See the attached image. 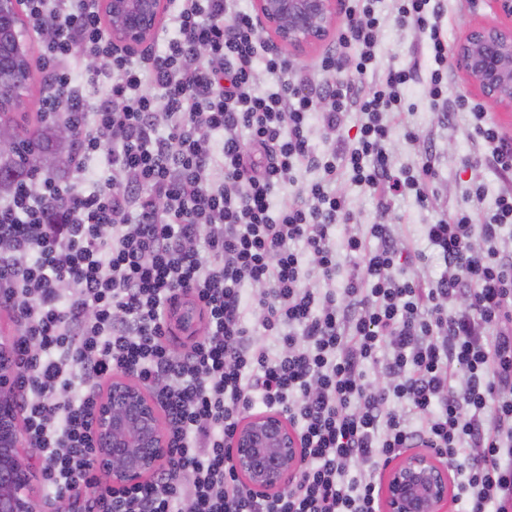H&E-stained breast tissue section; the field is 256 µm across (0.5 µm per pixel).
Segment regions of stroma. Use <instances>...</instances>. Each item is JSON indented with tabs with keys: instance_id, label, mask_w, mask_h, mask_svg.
Listing matches in <instances>:
<instances>
[{
	"instance_id": "stroma-1",
	"label": "stroma",
	"mask_w": 512,
	"mask_h": 512,
	"mask_svg": "<svg viewBox=\"0 0 512 512\" xmlns=\"http://www.w3.org/2000/svg\"><path fill=\"white\" fill-rule=\"evenodd\" d=\"M448 40L457 44L470 27L481 24H512L499 0H479L471 6L468 0H449L447 5ZM40 48H33L31 57L32 79L29 83L28 106L13 113L12 123L19 131L29 132L36 126L38 104L48 90V83L40 67ZM419 64L416 79L406 90V107L395 120V132L390 143L395 169L418 166L424 153H431L436 176L427 204H418L411 197H396L388 209H381L379 199L363 187L354 184L347 174H338L336 190L345 195L353 213L352 223L358 232H366L369 224L378 218L394 224L396 234L412 248L424 251L425 256L416 264L417 272L425 277L437 278L444 271L441 260L428 251L425 229L444 214H452L463 203L468 182L460 177V159L463 155L480 151L479 143L466 137L469 127L467 115H458L454 122H446L442 108L433 107L424 91V80L432 62L426 51L425 37L411 29L386 21L376 49L375 75H382L391 67H402L410 61ZM417 133L418 141L407 138Z\"/></svg>"
}]
</instances>
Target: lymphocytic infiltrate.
Listing matches in <instances>:
<instances>
[{
	"label": "lymphocytic infiltrate",
	"mask_w": 512,
	"mask_h": 512,
	"mask_svg": "<svg viewBox=\"0 0 512 512\" xmlns=\"http://www.w3.org/2000/svg\"><path fill=\"white\" fill-rule=\"evenodd\" d=\"M379 3L346 0L318 70L260 93L257 66L277 77L292 66L237 0H173V33L145 58L113 50L100 0H27L33 31L52 29L41 112L70 130L69 177L0 199V309L19 327L17 404L48 496L82 492L83 512H380L378 465L425 445L454 469L460 512H512V138L483 103L449 96L439 0H393L394 20L428 38L431 103L470 114L488 151L464 168L490 166L505 185L483 222L465 208L427 225L447 268L435 281L411 273L386 224L335 238L352 218L338 169L421 204L433 178L427 164L393 174L388 148L415 66L364 82ZM91 55L105 66L80 68ZM350 67L354 79L337 83ZM351 113L350 142L316 154L310 118L333 132ZM96 156L126 180L85 187ZM303 164L321 177L272 210ZM306 254L324 288L309 283ZM188 297L206 326L178 353L168 313ZM383 350L389 380L377 386L366 368ZM119 371L163 410L171 454L147 484L114 491L94 467L93 416ZM259 406L285 415L303 455L293 485L264 497L246 490L229 448Z\"/></svg>",
	"instance_id": "1"
}]
</instances>
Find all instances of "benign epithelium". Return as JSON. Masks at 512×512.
<instances>
[{
    "label": "benign epithelium",
    "instance_id": "benign-epithelium-1",
    "mask_svg": "<svg viewBox=\"0 0 512 512\" xmlns=\"http://www.w3.org/2000/svg\"><path fill=\"white\" fill-rule=\"evenodd\" d=\"M342 0H253L257 27L275 48L297 55L330 40ZM112 48L132 52L148 46L164 20L167 0H102ZM24 0H0V112L26 107L15 74L30 69ZM460 70L474 78L497 111L512 112V26L467 30L454 53ZM17 366L13 342L0 336V512H35L36 449L23 438L14 399ZM94 464L103 483L126 488L146 483L169 460L162 412L130 376L118 372L101 393L94 413ZM230 463L248 490L280 493L299 474V434L277 411L247 416L230 442ZM452 477L428 448L410 449L382 467L381 512H448Z\"/></svg>",
    "mask_w": 512,
    "mask_h": 512
}]
</instances>
